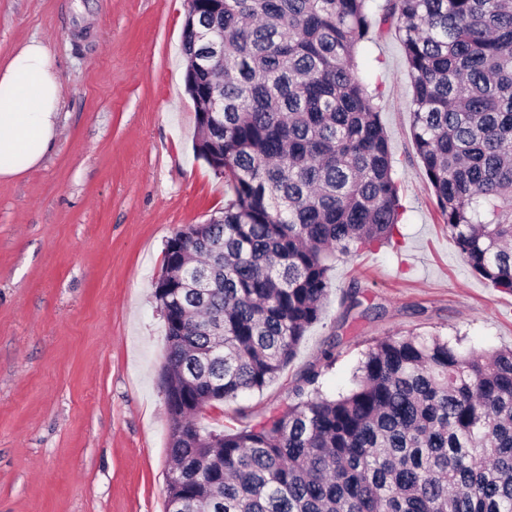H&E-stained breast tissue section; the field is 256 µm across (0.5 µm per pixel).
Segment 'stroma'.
Here are the masks:
<instances>
[{"mask_svg": "<svg viewBox=\"0 0 512 512\" xmlns=\"http://www.w3.org/2000/svg\"><path fill=\"white\" fill-rule=\"evenodd\" d=\"M186 0H0V58L35 37L62 82L60 135L40 165L0 181V512H166V327L154 297L165 249L224 207L197 159L185 87ZM379 87L403 205L391 244L340 256L324 313L262 390L201 412L235 432L289 403L333 350L330 397L376 340L438 335L461 351L512 348V294L462 259L410 132L412 88L393 27L359 49ZM357 307H350V298Z\"/></svg>", "mask_w": 512, "mask_h": 512, "instance_id": "obj_1", "label": "stroma"}]
</instances>
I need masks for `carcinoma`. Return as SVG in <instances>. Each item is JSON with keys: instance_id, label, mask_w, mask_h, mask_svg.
Listing matches in <instances>:
<instances>
[{"instance_id": "carcinoma-1", "label": "carcinoma", "mask_w": 512, "mask_h": 512, "mask_svg": "<svg viewBox=\"0 0 512 512\" xmlns=\"http://www.w3.org/2000/svg\"><path fill=\"white\" fill-rule=\"evenodd\" d=\"M187 0L197 157L224 211L167 242L163 389L175 398L167 498L187 512H512V349L439 336L370 344L354 386L303 373L237 432L199 411L260 390L323 314L330 261L389 242L403 206L379 87L355 57L396 24L411 133L464 261L512 293V0Z\"/></svg>"}]
</instances>
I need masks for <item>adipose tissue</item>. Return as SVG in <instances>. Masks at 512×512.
Segmentation results:
<instances>
[{
  "mask_svg": "<svg viewBox=\"0 0 512 512\" xmlns=\"http://www.w3.org/2000/svg\"><path fill=\"white\" fill-rule=\"evenodd\" d=\"M62 88L49 48L23 42L0 60V179L37 166L59 135Z\"/></svg>",
  "mask_w": 512,
  "mask_h": 512,
  "instance_id": "adipose-tissue-1",
  "label": "adipose tissue"
}]
</instances>
